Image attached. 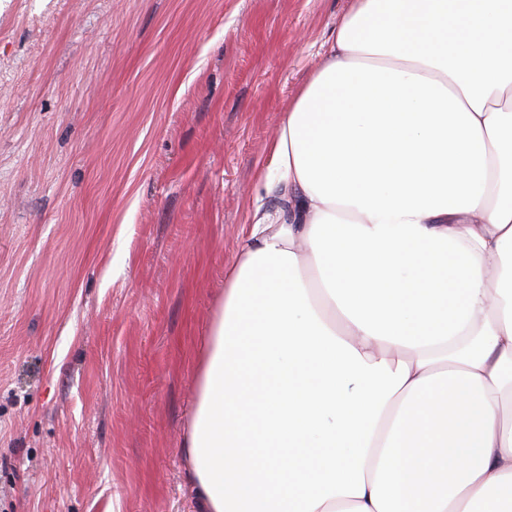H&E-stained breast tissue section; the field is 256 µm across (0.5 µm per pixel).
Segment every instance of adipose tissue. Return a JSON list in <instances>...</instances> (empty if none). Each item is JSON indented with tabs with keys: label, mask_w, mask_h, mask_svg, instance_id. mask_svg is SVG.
<instances>
[{
	"label": "adipose tissue",
	"mask_w": 512,
	"mask_h": 512,
	"mask_svg": "<svg viewBox=\"0 0 512 512\" xmlns=\"http://www.w3.org/2000/svg\"><path fill=\"white\" fill-rule=\"evenodd\" d=\"M206 333L199 512H512V0H352Z\"/></svg>",
	"instance_id": "adipose-tissue-1"
}]
</instances>
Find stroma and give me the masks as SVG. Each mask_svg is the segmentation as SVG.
<instances>
[{
	"mask_svg": "<svg viewBox=\"0 0 512 512\" xmlns=\"http://www.w3.org/2000/svg\"><path fill=\"white\" fill-rule=\"evenodd\" d=\"M351 0H0V512H195L197 361Z\"/></svg>",
	"mask_w": 512,
	"mask_h": 512,
	"instance_id": "obj_1",
	"label": "stroma"
}]
</instances>
